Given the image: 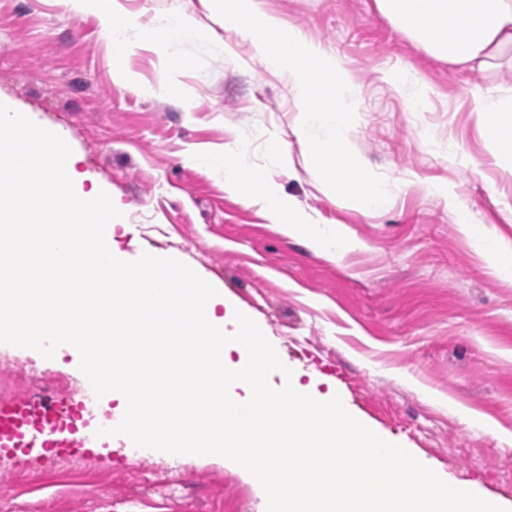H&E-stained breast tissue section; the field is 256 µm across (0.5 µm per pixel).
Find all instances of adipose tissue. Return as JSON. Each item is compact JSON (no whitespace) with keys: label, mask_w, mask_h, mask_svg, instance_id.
Instances as JSON below:
<instances>
[{"label":"adipose tissue","mask_w":512,"mask_h":512,"mask_svg":"<svg viewBox=\"0 0 512 512\" xmlns=\"http://www.w3.org/2000/svg\"><path fill=\"white\" fill-rule=\"evenodd\" d=\"M374 6L398 33L451 66L483 72L512 53V0H374ZM204 34L192 15L180 13L162 28L139 30L138 37L167 56L182 38ZM472 97L483 138L494 145L498 164L512 170V98L479 88ZM247 154V146L235 142L199 161L222 169L230 196L263 205L272 223L282 225L289 236L302 237L313 249L331 255L350 249V241L336 232L319 230L273 181L246 168Z\"/></svg>","instance_id":"ef3b65f1"}]
</instances>
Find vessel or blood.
<instances>
[{"instance_id":"vessel-or-blood-1","label":"vessel or blood","mask_w":512,"mask_h":512,"mask_svg":"<svg viewBox=\"0 0 512 512\" xmlns=\"http://www.w3.org/2000/svg\"><path fill=\"white\" fill-rule=\"evenodd\" d=\"M102 444L84 398L68 391L0 397V459L39 449L49 462L83 455Z\"/></svg>"}]
</instances>
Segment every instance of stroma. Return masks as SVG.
Returning a JSON list of instances; mask_svg holds the SVG:
<instances>
[{
	"instance_id": "35a3bbf8",
	"label": "stroma",
	"mask_w": 512,
	"mask_h": 512,
	"mask_svg": "<svg viewBox=\"0 0 512 512\" xmlns=\"http://www.w3.org/2000/svg\"><path fill=\"white\" fill-rule=\"evenodd\" d=\"M115 2L103 17L67 0H0V100L67 141L85 186L107 192L128 224L119 240L128 259L148 249L187 264L252 316L291 369L332 384L354 415L512 512V282L488 268L483 240L460 232L456 207L430 191L447 185L512 255V171L482 139L469 95L476 85L512 88V64L451 69L373 0H257L337 55L359 86L347 138L390 194L367 212L326 194L294 134L288 73L269 69L205 0ZM176 12L209 38H184L167 58L136 40L114 59L113 24L154 28ZM404 70L429 87L425 111H407L396 83ZM164 77L174 91L161 90ZM273 133L288 144L290 172L268 162ZM231 142L247 143L248 167L353 248L330 258L229 196L223 172L193 157ZM30 373L88 390L68 350L46 359L0 344V391L38 393ZM157 481L204 492L170 497ZM2 482L12 493L0 496V512H266L263 489L223 458L136 449L121 435L72 461L33 452L0 462Z\"/></svg>"
}]
</instances>
